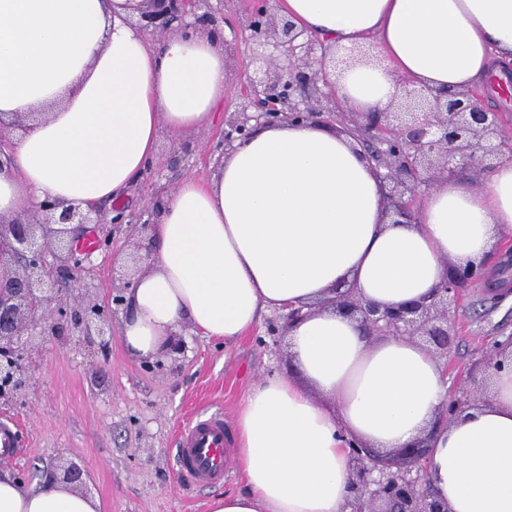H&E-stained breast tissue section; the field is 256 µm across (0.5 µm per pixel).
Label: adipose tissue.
<instances>
[{
  "label": "adipose tissue",
  "mask_w": 512,
  "mask_h": 512,
  "mask_svg": "<svg viewBox=\"0 0 512 512\" xmlns=\"http://www.w3.org/2000/svg\"><path fill=\"white\" fill-rule=\"evenodd\" d=\"M142 0H0V113H42L0 174V215L44 198L117 201L162 133L208 128L224 97L223 50L204 32L150 44L126 19ZM345 59L339 98L385 112L402 79L433 90L473 87L512 61V0H269ZM376 55L359 52L368 36ZM155 252L129 294L120 332L155 356L189 322L234 343L269 308L308 307L287 332L301 380L272 374L237 411L243 490L209 512H345L347 442L401 448L428 438L432 492L451 512H512V372L488 401L437 424L451 398L441 363L402 337L313 303L340 286L397 306L427 296L451 268L484 263L512 236V156L477 191L450 179L416 221L394 224L384 184L355 139L321 123L261 127L213 177L184 180L150 231ZM0 512H100L59 481L29 486L0 472Z\"/></svg>",
  "instance_id": "ef3b65f1"
}]
</instances>
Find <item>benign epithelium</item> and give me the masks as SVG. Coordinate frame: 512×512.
Segmentation results:
<instances>
[{
	"label": "benign epithelium",
	"mask_w": 512,
	"mask_h": 512,
	"mask_svg": "<svg viewBox=\"0 0 512 512\" xmlns=\"http://www.w3.org/2000/svg\"><path fill=\"white\" fill-rule=\"evenodd\" d=\"M208 11L195 12L199 2ZM224 18V0H147L129 24L164 39L173 32L187 36L200 26H215ZM247 28L261 63L249 78L247 102L228 121L225 140L244 141L259 125L305 123L324 117L336 120V95L328 79L327 49L288 17L280 20L260 6L248 18ZM276 53H267V46ZM485 89L435 93L429 88L406 92L404 112H355L348 131L359 142L378 148L366 155L370 162L389 159L385 210L395 223L410 224L421 190L448 176L460 163L472 165L476 176L488 172L506 154H512V137L505 135L498 116L483 104ZM40 112L0 115V173L8 168L11 133L26 132ZM101 211L89 205H63L46 198L24 217H0V402L23 405L31 380L29 362L44 337L75 333L104 352L112 338V323L128 311L130 279L112 284L107 303L91 293L86 266L91 253L77 249L74 232L79 226L102 224ZM111 223L126 226L130 234H147L150 225L127 219L115 211ZM483 281L473 268L454 271L430 295L396 307L364 302L351 288L336 289L330 306L339 314L360 321L369 336H420L437 355H448L456 336L448 326V310L464 288ZM512 345V334L487 349L486 370L502 369V352ZM480 400L478 386L467 398L456 397L443 410L449 420ZM428 438H421L388 457L354 442L349 445L351 464L349 512H449L448 503L427 487ZM47 478L66 484L83 483V471L68 466L63 475L51 471Z\"/></svg>",
	"instance_id": "1"
}]
</instances>
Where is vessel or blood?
I'll use <instances>...</instances> for the list:
<instances>
[{
    "label": "vessel or blood",
    "instance_id": "vessel-or-blood-1",
    "mask_svg": "<svg viewBox=\"0 0 512 512\" xmlns=\"http://www.w3.org/2000/svg\"><path fill=\"white\" fill-rule=\"evenodd\" d=\"M227 444L221 412L200 414L181 428L175 458L183 479L195 486L223 482L230 469ZM22 445L18 425L12 419L1 418L0 452L11 457L20 451Z\"/></svg>",
    "mask_w": 512,
    "mask_h": 512
}]
</instances>
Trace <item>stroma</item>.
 <instances>
[{
    "mask_svg": "<svg viewBox=\"0 0 512 512\" xmlns=\"http://www.w3.org/2000/svg\"><path fill=\"white\" fill-rule=\"evenodd\" d=\"M224 54L228 84L222 114L233 112L246 98V76L253 72L254 53L242 0H224ZM226 123L184 137L162 135L150 168L135 179L120 205L135 220L149 219L151 201L192 178L207 182L214 172L216 146ZM95 233H111L112 251L94 253L90 286L106 301L112 281V255L122 265L146 256L147 244L124 231L94 225ZM449 322L459 334L448 354V382L456 392L467 389L466 374L481 375L482 359L495 336L512 333V300L490 308L483 289L468 290ZM181 353L164 357L163 368L146 369L113 336L107 353L78 336L47 337L32 359L33 381L24 406L0 405V415L17 419L27 445L19 458H1L0 468L39 482L44 471L75 464L87 473L86 494L100 502V512H208L210 499L242 490L238 470L208 488L182 482L173 454L177 430L210 406L234 425L247 390L264 375L278 371L295 376L284 336H271L259 326L226 346L183 328Z\"/></svg>",
    "mask_w": 512,
    "mask_h": 512,
    "instance_id": "stroma-1",
    "label": "stroma"
}]
</instances>
